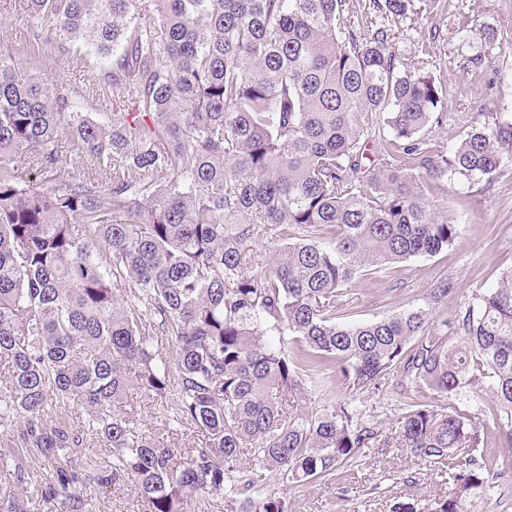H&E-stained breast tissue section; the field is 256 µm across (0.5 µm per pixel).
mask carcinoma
Here are the masks:
<instances>
[{"label":"carcinoma","mask_w":512,"mask_h":512,"mask_svg":"<svg viewBox=\"0 0 512 512\" xmlns=\"http://www.w3.org/2000/svg\"><path fill=\"white\" fill-rule=\"evenodd\" d=\"M344 0H21L26 51L65 60L74 46L98 68L112 111L41 79L0 44V476L91 512L84 490L124 478L149 512H188L200 493L225 512H286L275 497L224 490L244 449L297 482L321 477L374 439L353 411L311 419L285 409L302 393L298 362L266 333L289 332L311 366H339L353 386L400 385L442 398L488 385L512 412V271L459 310L450 340L427 338L422 310L360 325L334 308L357 275L433 256L457 225L428 181H476L512 166V123L474 125L448 153L426 131L440 103L430 73L410 68L388 27L341 26ZM411 0H369L406 15ZM95 166L59 178L58 142ZM36 168L59 184L37 189ZM294 229L273 261L256 243ZM136 304L125 306L116 286ZM175 345V370L147 325ZM154 403L149 436L127 401ZM85 412L82 430L50 425ZM202 434L179 457L165 437ZM112 461L88 469L84 437ZM401 447L448 473V495L396 512H474L498 475L479 461L476 422L454 407L412 403ZM38 456L45 485L27 468Z\"/></svg>","instance_id":"1"}]
</instances>
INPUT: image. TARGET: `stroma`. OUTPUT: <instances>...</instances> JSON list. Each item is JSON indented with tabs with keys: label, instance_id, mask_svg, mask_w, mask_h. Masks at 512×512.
Wrapping results in <instances>:
<instances>
[{
	"label": "stroma",
	"instance_id": "1",
	"mask_svg": "<svg viewBox=\"0 0 512 512\" xmlns=\"http://www.w3.org/2000/svg\"><path fill=\"white\" fill-rule=\"evenodd\" d=\"M392 29L406 63L424 65L441 88V122L429 134L435 150L447 152L472 123L512 122V0H413ZM477 56L482 65H473ZM31 64L36 74L83 90L92 89L97 78L80 51L59 64L44 55ZM433 197L459 226L453 245L357 278L336 307L337 324L358 325L422 310L429 317V334L439 337L474 293L512 270V169L472 182L440 179ZM446 282L452 283L453 294L436 299L437 288ZM302 383L303 392L290 401L288 413L308 418L345 405L377 437L326 477L305 482L265 470L251 454L241 455L235 477L246 496L275 495L285 500L288 512H394L401 503L447 495L446 477L399 447L396 437L409 401L439 408L443 399L425 388L403 395L392 377L380 389H357L335 367L303 373ZM452 404L475 417L485 433L486 458L499 474L482 512H512V444L492 422V393L466 391ZM91 497L93 512H146L128 481L95 488Z\"/></svg>",
	"mask_w": 512,
	"mask_h": 512
}]
</instances>
